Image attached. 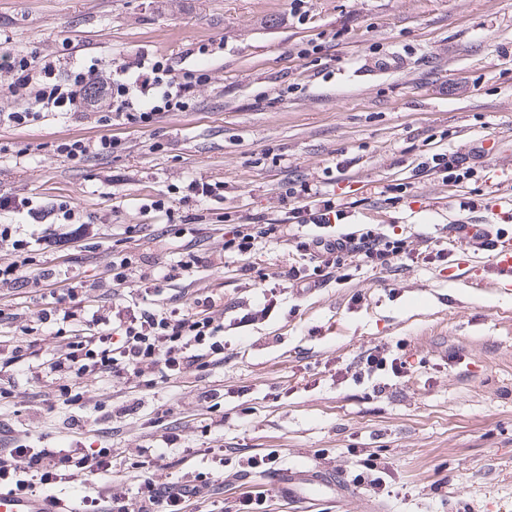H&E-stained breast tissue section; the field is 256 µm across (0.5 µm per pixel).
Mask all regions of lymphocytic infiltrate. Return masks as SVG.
Wrapping results in <instances>:
<instances>
[{"label": "lymphocytic infiltrate", "instance_id": "1", "mask_svg": "<svg viewBox=\"0 0 512 512\" xmlns=\"http://www.w3.org/2000/svg\"><path fill=\"white\" fill-rule=\"evenodd\" d=\"M9 79L8 93L27 99L33 77H40L37 97L41 112H6L0 123L16 126L39 121L42 111L70 112L75 101L90 109L107 106L105 126L150 125L163 112L184 111L204 70L175 74L166 59L124 64L115 70L98 63L74 62L59 77L55 61L35 63L0 48V76ZM284 195L292 206L276 224H236L229 238L210 247L211 234L200 227L167 224L153 239L154 252L127 246L114 254L104 276L83 278L63 256L35 263L29 255L44 241L46 230L24 231L23 219L39 220L30 198L7 199L1 208L17 216L14 224H0V249L15 255L0 264V323L12 332L0 338V374L27 365L28 380L40 389L43 403L64 405L71 440L48 447L31 435L8 428L0 438V483L25 495L49 492L61 483L84 484L93 478L104 483L84 497L76 512H211L214 498L224 492V451L210 449V472L192 469L170 472L166 455L145 448L135 466L139 470L134 501L113 496L111 449L85 447L86 439L108 437L113 424L129 408L89 404L84 384L89 380L123 383L128 393L157 387H182L187 373L203 376L224 363V293L218 288L184 293L181 301L168 298L177 282L195 272L220 268L233 254L235 274H257L263 286V303L242 315V322L268 313L276 289L298 288L314 282L343 279L351 265L361 263L393 271L406 262L430 264L447 261L448 251L418 247L412 237L393 238L363 228L335 231L331 216L335 199L317 184L291 181ZM188 242L179 258L159 261L171 239ZM282 245L295 259L287 266L261 264L263 241ZM36 321L40 337L62 338L64 347L40 353L39 339L29 335Z\"/></svg>", "mask_w": 512, "mask_h": 512}]
</instances>
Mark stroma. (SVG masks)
<instances>
[{
	"label": "stroma",
	"mask_w": 512,
	"mask_h": 512,
	"mask_svg": "<svg viewBox=\"0 0 512 512\" xmlns=\"http://www.w3.org/2000/svg\"><path fill=\"white\" fill-rule=\"evenodd\" d=\"M311 41L325 50L300 56ZM203 44L209 55H198ZM0 45L64 68L144 56L209 72L185 111L114 128L102 158L55 151L103 134L96 114L0 125V196H35L49 224L63 203L98 227L88 251L56 243L37 260L66 252L96 277L127 225L152 248L164 221L153 202L178 221L262 224L283 218L281 188L301 177L335 192L342 226L446 238L453 224H493L512 240V0H0ZM435 153L469 156L475 176L420 174ZM193 179L223 182V198L186 197ZM473 253L491 257L458 243L444 264L365 266L301 295L281 291L245 326L235 310L256 306L258 282L197 273L192 288L224 289V363L198 383L224 425L197 420L195 394L139 393L111 439L114 469L162 446L151 424L160 412L177 428L162 446L176 472L187 448L209 471L205 450L220 444L235 461L274 448L280 468L349 476L369 454L390 476V495L323 497L314 512H512V288L483 287ZM377 346L405 361L406 377L353 380ZM7 389L0 420L11 423L36 406V389L21 370ZM261 488L252 472L226 477V512ZM266 491L268 512H291Z\"/></svg>",
	"instance_id": "1"
}]
</instances>
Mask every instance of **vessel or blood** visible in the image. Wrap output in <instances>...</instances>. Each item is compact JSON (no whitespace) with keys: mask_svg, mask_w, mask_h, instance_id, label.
I'll list each match as a JSON object with an SVG mask.
<instances>
[{"mask_svg":"<svg viewBox=\"0 0 512 512\" xmlns=\"http://www.w3.org/2000/svg\"><path fill=\"white\" fill-rule=\"evenodd\" d=\"M487 273L494 286L512 285V244L498 250ZM273 484L280 497L292 503H311L327 494L338 498L350 495L344 474L326 467L284 470L274 475ZM67 507L63 500L27 496L0 484V512H66Z\"/></svg>","mask_w":512,"mask_h":512,"instance_id":"vessel-or-blood-1","label":"vessel or blood"}]
</instances>
